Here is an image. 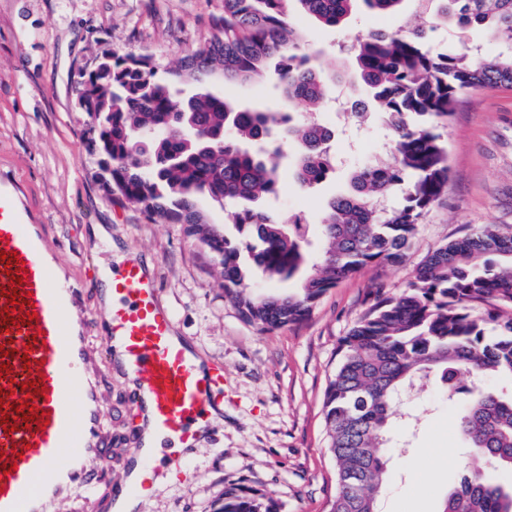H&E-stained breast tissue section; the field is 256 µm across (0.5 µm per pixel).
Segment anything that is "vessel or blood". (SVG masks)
<instances>
[{"label":"vessel or blood","mask_w":512,"mask_h":512,"mask_svg":"<svg viewBox=\"0 0 512 512\" xmlns=\"http://www.w3.org/2000/svg\"><path fill=\"white\" fill-rule=\"evenodd\" d=\"M43 238L42 225L27 223L17 187L0 184V512H56L77 487L87 493L86 512H108L118 498L151 494L182 461L170 455L159 467L144 449L123 459L106 446L94 355L109 362L122 353L134 376L133 420H147L163 441L186 448L196 447L200 422L222 401L224 371L200 369L173 339V314L161 308L135 255L112 278L106 335L92 352L97 324L73 315L82 291ZM71 379L78 394L67 387ZM116 462L138 468L137 481L102 486L103 468Z\"/></svg>","instance_id":"obj_1"}]
</instances>
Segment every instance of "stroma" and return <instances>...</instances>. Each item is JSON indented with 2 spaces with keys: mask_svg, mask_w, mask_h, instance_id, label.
Wrapping results in <instances>:
<instances>
[{
  "mask_svg": "<svg viewBox=\"0 0 512 512\" xmlns=\"http://www.w3.org/2000/svg\"><path fill=\"white\" fill-rule=\"evenodd\" d=\"M224 0H0V174L20 190L32 223L70 280L85 284L121 253L151 266L159 299L174 313L177 335L211 364L224 367V423L192 452H182L183 476L145 497L139 512H214L226 490L248 488L272 498L279 512H328L335 493V462L327 450L323 400L340 359V342L370 304L373 289L405 291L424 257L474 228L491 224L512 233V87L462 96L439 122L448 151V192L422 217L403 264L369 267L331 288L311 316L271 332L247 322L224 297L218 258L187 225L153 221L144 209L108 195L104 173L89 144L92 124L79 106L84 76L103 51L152 57L159 72L177 68L207 49ZM404 17L433 29L432 45L459 53L496 43L479 29L442 25L406 0ZM288 20L327 73L346 82L329 97H362L355 62L345 51L376 24L358 8L345 25L328 27L292 9ZM193 89L246 106L277 107L268 84L227 83L202 73ZM319 118L333 128V180L307 189L282 163L283 192L271 207L281 220L304 213L320 223L328 201L349 187L355 168L387 158L380 115L365 125L328 106ZM107 224L108 241L94 242L91 227ZM102 390L101 420L108 447L128 452L135 443L126 376L105 363L95 369ZM420 397L429 403L416 426L395 421L387 452L389 480L379 512H440L461 471L457 411L439 380Z\"/></svg>",
  "mask_w": 512,
  "mask_h": 512,
  "instance_id": "35a3bbf8",
  "label": "stroma"
}]
</instances>
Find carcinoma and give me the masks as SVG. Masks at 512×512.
Masks as SVG:
<instances>
[{
  "instance_id": "obj_1",
  "label": "carcinoma",
  "mask_w": 512,
  "mask_h": 512,
  "mask_svg": "<svg viewBox=\"0 0 512 512\" xmlns=\"http://www.w3.org/2000/svg\"><path fill=\"white\" fill-rule=\"evenodd\" d=\"M291 1L330 27L345 24L360 4L389 17L405 2L224 0L207 50L170 76H159L147 56L105 52L80 96L81 109L97 121L92 152L103 181L155 220L191 225L220 258L225 297L264 332L306 319L330 288L363 268L401 263L425 212L448 193L438 120L462 94L512 85V0H429L443 21L503 42L506 49L493 56L479 47L437 52L429 32L408 23L351 44L365 95L390 131L388 160L355 171L350 190L329 201L316 225L323 251L314 260L311 224L300 215L281 222L259 205L282 189L285 133L297 147L293 176L301 186L335 175L333 132L293 121L292 110L302 104L316 114L326 86L342 76L314 65L286 20ZM213 69L226 82L271 79L288 111L241 107L209 92L181 96L176 83ZM394 189L402 201L384 206ZM201 196L224 203L239 240L207 221L197 208ZM254 270L296 281L298 291L259 292ZM433 374L458 408L456 433L471 449L443 512H512V235L485 225L433 250L409 291H376L342 338L323 402L336 465L328 512H378L386 433L404 396ZM216 512H277V504L256 490H229Z\"/></svg>"
}]
</instances>
